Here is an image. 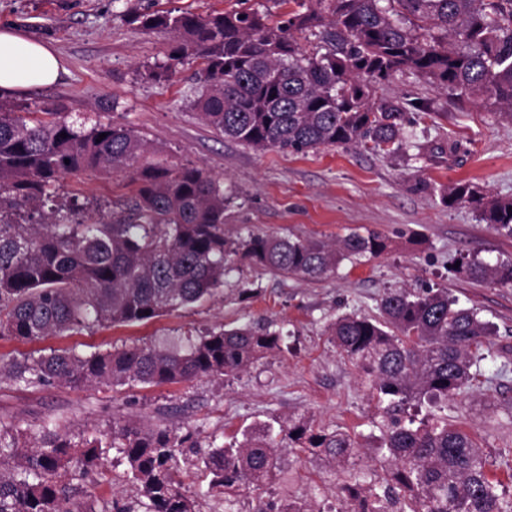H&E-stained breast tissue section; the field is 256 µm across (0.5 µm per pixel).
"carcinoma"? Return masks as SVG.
<instances>
[{
  "label": "carcinoma",
  "instance_id": "carcinoma-1",
  "mask_svg": "<svg viewBox=\"0 0 512 512\" xmlns=\"http://www.w3.org/2000/svg\"><path fill=\"white\" fill-rule=\"evenodd\" d=\"M272 25L259 11L142 14L134 21L174 34L168 58L202 59L205 89L194 102L224 138L256 150L305 153L321 146L402 148L404 107L374 86L397 72L441 86L458 101H490L512 121V0H291ZM317 29L335 50L306 54L300 36ZM26 106L0 101V337L65 336L91 324L147 323L215 295L237 260L318 279L346 259L375 257L383 238L351 234L341 244L224 233V186L199 167L140 162L134 132L111 123L90 129L57 119L30 121ZM67 137L62 138L60 134ZM106 134L101 139L99 135ZM125 172L136 184L128 214L75 222L53 207L52 187L69 173ZM448 206L475 203L480 218L512 234V199L459 182ZM455 273L512 284V263L463 256ZM341 355L376 398L384 477L356 469L358 445L312 419L280 427L288 442L323 456L347 496L346 512H512V498L488 474L487 455L444 414L474 379V350L492 335L478 313L446 290L386 294L377 316L345 315L329 329ZM280 335L246 324L196 338L78 354L69 348L0 366V383L123 387L234 376L278 347ZM430 410L416 419L422 404ZM195 447L179 429L113 425L71 431L55 418L30 440L0 426V512H71L64 480L94 481L113 448L127 467L134 500L102 512H195L180 490V464L211 475L228 497L270 483L283 465L269 426L229 446ZM268 512H313L281 500Z\"/></svg>",
  "mask_w": 512,
  "mask_h": 512
}]
</instances>
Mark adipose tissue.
<instances>
[{
  "label": "adipose tissue",
  "mask_w": 512,
  "mask_h": 512,
  "mask_svg": "<svg viewBox=\"0 0 512 512\" xmlns=\"http://www.w3.org/2000/svg\"><path fill=\"white\" fill-rule=\"evenodd\" d=\"M62 70L51 47L8 31L0 32V92L54 83Z\"/></svg>",
  "instance_id": "obj_1"
}]
</instances>
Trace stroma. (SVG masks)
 <instances>
[{
	"instance_id": "1",
	"label": "stroma",
	"mask_w": 512,
	"mask_h": 512,
	"mask_svg": "<svg viewBox=\"0 0 512 512\" xmlns=\"http://www.w3.org/2000/svg\"><path fill=\"white\" fill-rule=\"evenodd\" d=\"M266 10L277 22L283 0H0V30L51 45L65 68L51 85L11 94L30 111L62 105L67 121L127 127L145 143L146 159L203 168L224 184V230L336 241L378 232L387 249L343 261L334 273L310 280L235 263L221 293L132 326L93 327L32 342L0 338V357L19 358L52 348L81 354L123 345L159 343L215 327L265 323L282 342L246 371L159 386L94 388L0 384V425L36 432L53 416L74 432L111 430L113 423L172 425L197 445L221 447L264 424L301 414L315 427L342 430L361 447L358 464L378 470L379 420L358 371L336 349L329 325L345 314L375 316L386 293L447 289L459 305L494 326L475 378L449 402L450 421L483 449L491 475L512 495V286L454 274L466 254L512 263V236L481 221L476 207L445 206L441 197L459 181L512 198V121L495 107L457 102L405 72L377 87L378 98L424 104L407 112L414 134L396 153L360 146H326L306 153L256 151L224 139L193 108L203 89L200 60L171 64L169 78L150 75L168 63L173 36L132 24L135 13L197 15ZM133 187L127 174L65 175L53 193L57 207L79 203L80 218L120 212ZM277 478L236 498L237 512H260L284 498L305 500L312 512H338L336 477L308 450L287 448ZM181 490L199 512H224V495L208 477L182 468ZM72 512H101L104 503L132 500L125 468L108 462L94 482L71 481Z\"/></svg>"
}]
</instances>
